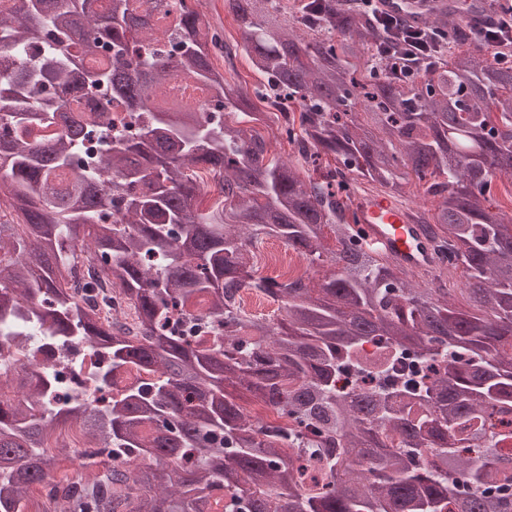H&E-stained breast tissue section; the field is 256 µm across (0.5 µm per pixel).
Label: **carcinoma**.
I'll return each instance as SVG.
<instances>
[{
	"mask_svg": "<svg viewBox=\"0 0 512 512\" xmlns=\"http://www.w3.org/2000/svg\"><path fill=\"white\" fill-rule=\"evenodd\" d=\"M140 16L132 0H11L0 10V336L29 328L100 351L98 391L126 371L153 374L97 404L55 402L46 370L14 371L20 397L0 396V512H29L28 489L53 477L62 451L44 441L56 424L81 426V475L34 512H512V215L493 177L512 179V66L457 32L447 61L410 81L372 59L382 29L347 0H224L238 45L262 86L224 77L212 58L224 35L198 38L202 15ZM182 41L180 56L153 44ZM115 58L81 67L69 45ZM209 89L224 120L190 99L170 100L173 78ZM110 91L108 108L77 118L85 87ZM288 102L278 136L252 97ZM137 115L112 136L105 159L82 160L112 125V108ZM209 178L216 195L204 207ZM416 182L433 196L421 217L438 261L421 283L364 238L349 201L366 184L398 198ZM336 249L327 250L324 233ZM281 239L330 273L254 275L249 246ZM131 300L133 325L104 323L72 294L77 263ZM463 267L475 310L454 308L445 272ZM251 291L283 304L277 322L242 305ZM181 309L216 325L213 337L167 329ZM385 340L423 358L429 382L383 362L360 364ZM358 387L336 388L340 367ZM262 403L292 423L247 414Z\"/></svg>",
	"mask_w": 512,
	"mask_h": 512,
	"instance_id": "1",
	"label": "carcinoma"
}]
</instances>
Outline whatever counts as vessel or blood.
I'll return each mask as SVG.
<instances>
[{"mask_svg": "<svg viewBox=\"0 0 512 512\" xmlns=\"http://www.w3.org/2000/svg\"><path fill=\"white\" fill-rule=\"evenodd\" d=\"M379 8L415 26L428 24L445 8L464 23L485 18L488 13L486 0H379ZM352 207L367 238L378 244L390 261L420 274L435 269L436 258L424 228L413 222L407 207L375 192L356 195Z\"/></svg>", "mask_w": 512, "mask_h": 512, "instance_id": "vessel-or-blood-1", "label": "vessel or blood"}]
</instances>
